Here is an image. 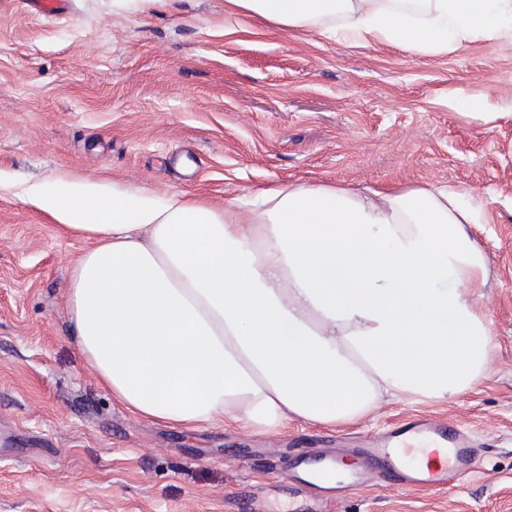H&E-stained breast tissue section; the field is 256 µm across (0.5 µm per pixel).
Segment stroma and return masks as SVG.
Listing matches in <instances>:
<instances>
[{
  "label": "stroma",
  "mask_w": 512,
  "mask_h": 512,
  "mask_svg": "<svg viewBox=\"0 0 512 512\" xmlns=\"http://www.w3.org/2000/svg\"><path fill=\"white\" fill-rule=\"evenodd\" d=\"M0 0V512H512V44L447 52L288 32L225 0L141 10ZM469 103H461V95ZM225 199L272 185L357 193L457 184L489 223L481 299L498 348L445 401H391L350 426L293 421L187 431L117 407L79 355L64 298L85 250L26 206L45 177ZM469 433L476 472L453 487L370 479L345 498L283 480L290 458L354 447L418 412Z\"/></svg>",
  "instance_id": "obj_1"
}]
</instances>
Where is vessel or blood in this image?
I'll list each match as a JSON object with an SVG mask.
<instances>
[{"label": "vessel or blood", "mask_w": 512, "mask_h": 512, "mask_svg": "<svg viewBox=\"0 0 512 512\" xmlns=\"http://www.w3.org/2000/svg\"><path fill=\"white\" fill-rule=\"evenodd\" d=\"M420 443L427 444L432 455L438 456V463L411 461ZM353 454L360 468L351 474L348 486L361 485L363 471L369 467L377 475L394 477L408 489L445 488L462 482L472 474L477 458L467 433L425 415L390 430L383 438L366 442Z\"/></svg>", "instance_id": "obj_1"}]
</instances>
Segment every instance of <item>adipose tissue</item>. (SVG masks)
<instances>
[{"instance_id":"adipose-tissue-1","label":"adipose tissue","mask_w":512,"mask_h":512,"mask_svg":"<svg viewBox=\"0 0 512 512\" xmlns=\"http://www.w3.org/2000/svg\"><path fill=\"white\" fill-rule=\"evenodd\" d=\"M226 0L289 29L345 21L361 43L437 52L512 43V0ZM456 185L367 195L272 186L200 198L50 176L23 203L85 240L66 287L72 341L115 404L188 429L231 417L274 431L336 426L387 396L443 401L479 382L497 344L479 288L481 224Z\"/></svg>"}]
</instances>
